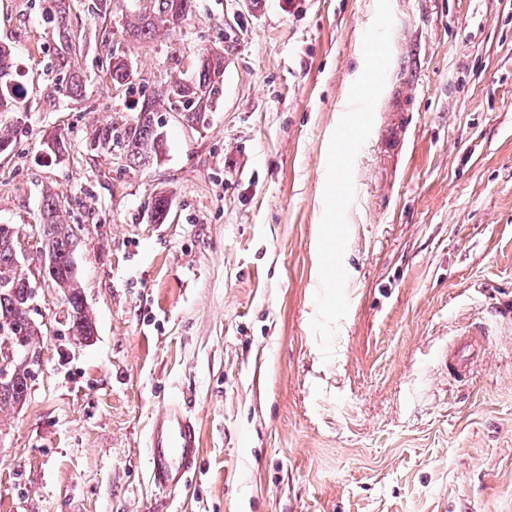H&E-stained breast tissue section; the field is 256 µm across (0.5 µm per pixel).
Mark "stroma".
<instances>
[{
    "label": "stroma",
    "instance_id": "1",
    "mask_svg": "<svg viewBox=\"0 0 512 512\" xmlns=\"http://www.w3.org/2000/svg\"><path fill=\"white\" fill-rule=\"evenodd\" d=\"M41 4L0 0V44L28 75L0 152V224L28 232L59 197L82 228L96 333L73 342L62 293L41 288L46 367L24 406L0 410V512H512V0H391L327 363L311 329L327 150L375 0H196L136 40L121 31L142 0L101 17L71 0L80 99L43 73L59 48ZM119 40L153 96L224 52L206 124L159 111L147 169L89 146L96 125L136 115L95 65ZM474 325L481 353L465 376L444 370ZM175 399L193 405L201 455L166 492L147 437Z\"/></svg>",
    "mask_w": 512,
    "mask_h": 512
}]
</instances>
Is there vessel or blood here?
<instances>
[{"label": "vessel or blood", "instance_id": "1", "mask_svg": "<svg viewBox=\"0 0 512 512\" xmlns=\"http://www.w3.org/2000/svg\"><path fill=\"white\" fill-rule=\"evenodd\" d=\"M200 455L196 418L172 404L155 418L148 439V465L152 483L161 489L183 487L194 475Z\"/></svg>", "mask_w": 512, "mask_h": 512}]
</instances>
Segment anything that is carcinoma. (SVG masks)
<instances>
[{
  "label": "carcinoma",
  "mask_w": 512,
  "mask_h": 512,
  "mask_svg": "<svg viewBox=\"0 0 512 512\" xmlns=\"http://www.w3.org/2000/svg\"><path fill=\"white\" fill-rule=\"evenodd\" d=\"M155 7L149 13L137 16V22L128 25L124 32L132 37L154 29L158 25L177 27L194 10V0H154ZM68 0H43V13L55 22L58 39L66 45L75 40L74 31L68 27ZM107 73L118 85H131L130 74L119 59L116 50L109 49ZM224 76V52L209 51L198 56L192 74L170 82L166 89V103L173 112H182L186 120L204 124L207 112L218 103L222 93ZM24 75L18 71L13 50L0 44V115L7 112L20 115V99L24 94ZM59 91L66 96L82 93V77L77 71L69 72L61 81ZM160 104L155 97H145L136 104L137 116L130 124L102 123L93 131L94 144L102 148L119 149L126 160L136 167H149L159 161L157 147L163 135L155 119ZM169 212V199L164 195L155 197L151 206L152 219L156 223L165 221ZM77 244L74 225L63 222L60 216L59 199L47 194L42 206L40 242L53 258L52 282L64 295L69 310V325L76 342H87L95 336V319L84 302L82 288L77 276ZM16 252L14 238L0 232V320L25 323V337L33 346L44 343L42 325L29 319L26 288L21 280L13 276ZM13 380L0 386V409L15 408L25 403L29 390V373L26 365L18 361L13 365Z\"/></svg>",
  "instance_id": "cac0c4a2"
}]
</instances>
